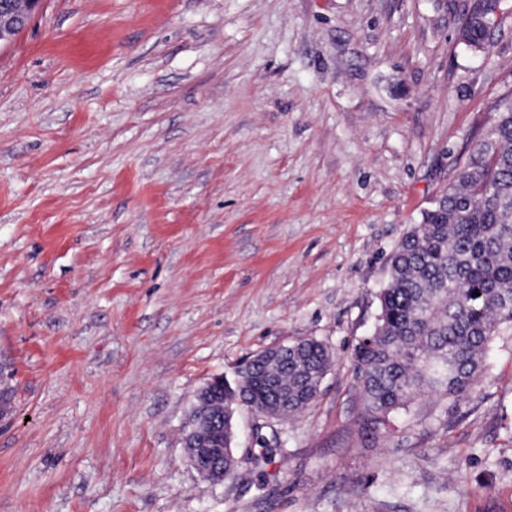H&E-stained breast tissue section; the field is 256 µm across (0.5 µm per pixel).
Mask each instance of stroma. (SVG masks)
Wrapping results in <instances>:
<instances>
[{
  "label": "stroma",
  "instance_id": "1",
  "mask_svg": "<svg viewBox=\"0 0 512 512\" xmlns=\"http://www.w3.org/2000/svg\"><path fill=\"white\" fill-rule=\"evenodd\" d=\"M42 0L0 44V512H512V332L462 400L371 420L349 368L386 259L512 90V0ZM291 418L236 412L205 480L196 393L304 338ZM497 7V0H483L480 8L464 19L463 36L470 45L480 47L484 43ZM234 411L224 412L221 422L202 430L193 429L192 440H184L186 458L191 466L204 478L211 479L221 472L223 478L232 474L237 464L232 441Z\"/></svg>",
  "mask_w": 512,
  "mask_h": 512
}]
</instances>
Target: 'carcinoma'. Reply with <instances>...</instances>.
I'll list each match as a JSON object with an SVG mask.
<instances>
[{
  "label": "carcinoma",
  "mask_w": 512,
  "mask_h": 512,
  "mask_svg": "<svg viewBox=\"0 0 512 512\" xmlns=\"http://www.w3.org/2000/svg\"><path fill=\"white\" fill-rule=\"evenodd\" d=\"M497 7L498 0H483L464 19L469 44L484 43ZM490 112V127L455 182L388 257L376 324L354 348L364 410L379 424L425 393L468 396L484 376L489 343L512 330V91ZM332 362L328 348L309 338L264 368L277 390L243 375L224 387L216 409L234 401L260 409L279 392L288 394L283 411L291 415L316 399ZM0 365L2 416L13 399V370Z\"/></svg>",
  "instance_id": "carcinoma-1"
}]
</instances>
